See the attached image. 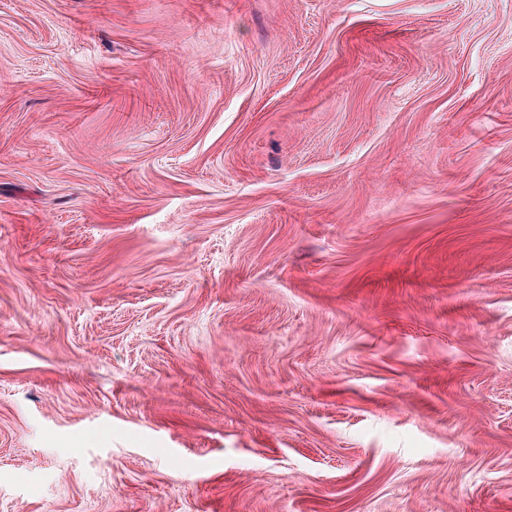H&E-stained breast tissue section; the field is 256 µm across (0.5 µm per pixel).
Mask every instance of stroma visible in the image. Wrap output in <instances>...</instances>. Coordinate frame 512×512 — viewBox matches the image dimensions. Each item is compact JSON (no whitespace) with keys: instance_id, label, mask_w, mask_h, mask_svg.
<instances>
[{"instance_id":"stroma-1","label":"stroma","mask_w":512,"mask_h":512,"mask_svg":"<svg viewBox=\"0 0 512 512\" xmlns=\"http://www.w3.org/2000/svg\"><path fill=\"white\" fill-rule=\"evenodd\" d=\"M0 512H512V0H0Z\"/></svg>"}]
</instances>
